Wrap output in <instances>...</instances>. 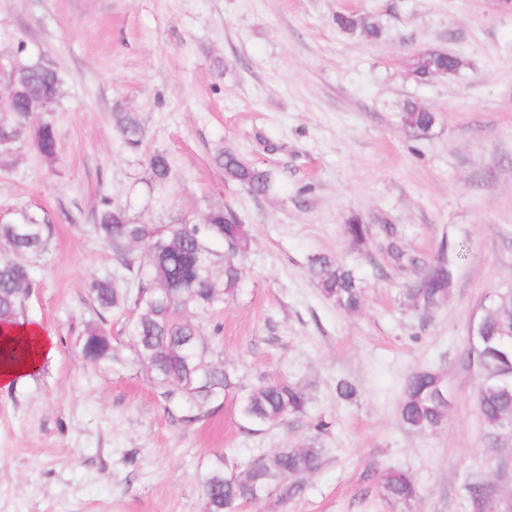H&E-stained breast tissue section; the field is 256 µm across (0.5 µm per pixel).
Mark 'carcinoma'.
I'll list each match as a JSON object with an SVG mask.
<instances>
[{"label": "carcinoma", "mask_w": 512, "mask_h": 512, "mask_svg": "<svg viewBox=\"0 0 512 512\" xmlns=\"http://www.w3.org/2000/svg\"><path fill=\"white\" fill-rule=\"evenodd\" d=\"M336 27L368 39L380 35V26L368 18L339 13ZM459 60L444 53H423L414 59L412 72L427 79L454 71ZM28 87L29 97L14 103V111L0 112V154L9 153L23 139L34 143L46 160L55 161L57 138L52 122L44 117L31 125L26 111L29 99L56 96L60 81L56 71L40 62L12 67ZM115 126L124 143L141 144L143 130L135 112L113 113ZM403 121L411 130L428 134L437 122L436 113L416 104L404 109ZM215 164L224 180L239 184L256 195H267L274 186L271 173L245 160L231 147L220 148ZM151 181L161 187L170 174V160L162 151L148 159ZM96 235L106 242L113 259L124 274L106 276L90 283V295L100 318L108 312L133 313L129 323L130 348L134 360L146 373L159 398L169 409L187 412L185 419L206 416L211 405L239 387L236 373L211 358L210 337L196 318L233 295L241 277L236 259L251 244L249 225L230 208L209 211L201 224L179 218L168 224H138L119 206L104 202L96 211ZM344 235L353 245L374 242L378 253L393 267L410 272L407 296L411 306L426 312L446 301L452 284L450 262L441 254L425 259L407 252L393 224H365L358 217L344 225ZM49 225L25 209L0 221V326L10 328L27 323L24 307L35 282L24 257H38L48 249ZM145 243V249L135 245ZM221 265L224 276L214 273ZM309 272L321 295L343 312L361 310L363 280L358 270L335 257L318 254L309 258ZM483 336L474 348L482 371L492 369L502 380L482 381L477 395L479 414L495 430L512 428V293L482 306ZM81 353L90 362L120 359L112 338L98 325L86 328L80 340ZM305 389L287 380L264 381L239 401L242 417L256 425L277 423L307 412ZM448 415V393L443 377L419 369L404 381L398 417L402 427L414 433L435 431ZM320 464V449L313 446L279 448L263 455L246 473L230 477L224 471V457L204 476L202 489L205 512H240L247 504L261 500L278 488L288 498L301 489L302 479ZM378 487L383 498L406 509L416 497V480L404 471L380 475ZM473 501L492 509L490 489L480 483L469 487Z\"/></svg>", "instance_id": "cac0c4a2"}]
</instances>
